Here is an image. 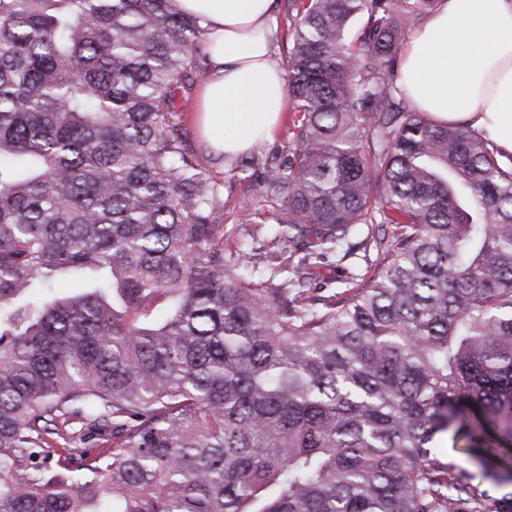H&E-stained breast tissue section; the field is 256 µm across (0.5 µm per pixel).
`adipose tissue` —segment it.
I'll list each match as a JSON object with an SVG mask.
<instances>
[{
    "label": "adipose tissue",
    "instance_id": "1",
    "mask_svg": "<svg viewBox=\"0 0 512 512\" xmlns=\"http://www.w3.org/2000/svg\"><path fill=\"white\" fill-rule=\"evenodd\" d=\"M206 30L199 129L235 158L272 138L288 108L272 57L273 0H172ZM409 103L481 132L512 155V0H437L412 31L396 76Z\"/></svg>",
    "mask_w": 512,
    "mask_h": 512
}]
</instances>
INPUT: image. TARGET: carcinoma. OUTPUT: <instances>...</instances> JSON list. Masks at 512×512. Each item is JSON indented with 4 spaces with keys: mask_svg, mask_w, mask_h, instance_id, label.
<instances>
[{
    "mask_svg": "<svg viewBox=\"0 0 512 512\" xmlns=\"http://www.w3.org/2000/svg\"><path fill=\"white\" fill-rule=\"evenodd\" d=\"M435 3L287 0L267 248L374 266L316 299L210 223L196 19L0 0V512H512V157L398 97Z\"/></svg>",
    "mask_w": 512,
    "mask_h": 512,
    "instance_id": "obj_1",
    "label": "carcinoma"
}]
</instances>
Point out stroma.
<instances>
[{
    "mask_svg": "<svg viewBox=\"0 0 512 512\" xmlns=\"http://www.w3.org/2000/svg\"><path fill=\"white\" fill-rule=\"evenodd\" d=\"M196 101H189L183 114L187 149L198 158L209 187L213 188L216 203L211 214L212 223L224 228V247H238L251 253L260 270L276 267V259L266 253L265 244L276 225V206L268 202L263 187L267 164L287 152L288 130L280 128L273 140L256 147L249 154L228 160L214 153L200 134L194 116ZM362 256L340 258L328 254L320 264L311 282L315 295H331L342 291L351 273H364Z\"/></svg>",
    "mask_w": 512,
    "mask_h": 512,
    "instance_id": "obj_1",
    "label": "stroma"
}]
</instances>
